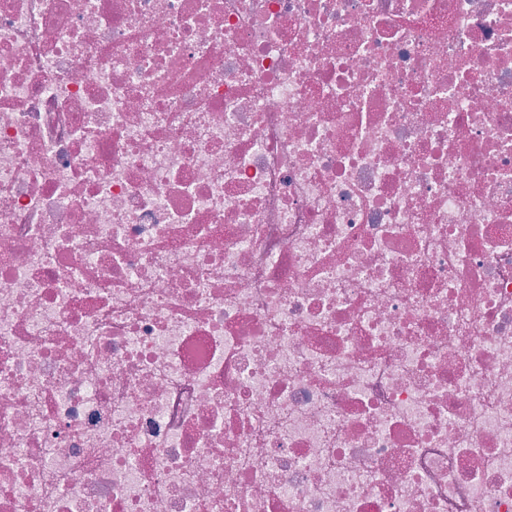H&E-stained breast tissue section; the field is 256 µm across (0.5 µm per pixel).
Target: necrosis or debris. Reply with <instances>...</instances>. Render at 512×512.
Here are the masks:
<instances>
[{"mask_svg": "<svg viewBox=\"0 0 512 512\" xmlns=\"http://www.w3.org/2000/svg\"><path fill=\"white\" fill-rule=\"evenodd\" d=\"M0 512H512V0H0Z\"/></svg>", "mask_w": 512, "mask_h": 512, "instance_id": "1", "label": "necrosis or debris"}]
</instances>
